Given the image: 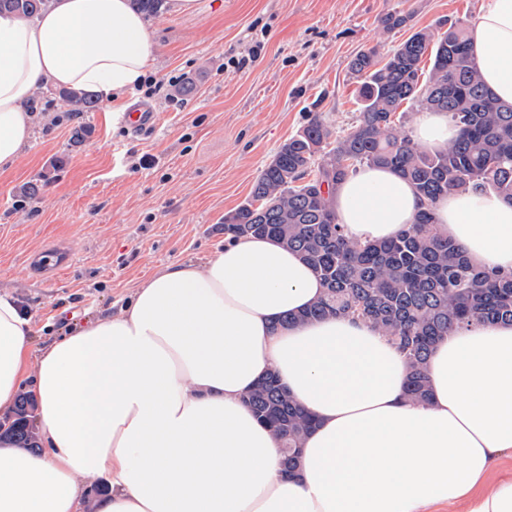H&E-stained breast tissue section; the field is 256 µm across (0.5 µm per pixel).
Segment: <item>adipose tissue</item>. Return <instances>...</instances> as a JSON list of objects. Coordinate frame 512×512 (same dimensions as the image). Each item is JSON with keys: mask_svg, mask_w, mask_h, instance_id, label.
<instances>
[{"mask_svg": "<svg viewBox=\"0 0 512 512\" xmlns=\"http://www.w3.org/2000/svg\"><path fill=\"white\" fill-rule=\"evenodd\" d=\"M484 82L512 103V0L470 28ZM156 58L130 0H53L26 21L0 15V170L15 166L46 85L120 100ZM415 188L365 166L334 196L346 238L389 240L412 224ZM442 235L486 270L512 273V202L472 187L441 198ZM323 285L272 238H240L205 262L155 271L117 313L32 351L30 315L0 293V413L37 402L39 452L0 438V512H512V323L438 339L429 400L406 395L408 364L370 323H297ZM276 372L316 423L294 474L245 402ZM106 494L89 498L97 480Z\"/></svg>", "mask_w": 512, "mask_h": 512, "instance_id": "adipose-tissue-1", "label": "adipose tissue"}]
</instances>
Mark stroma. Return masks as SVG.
I'll return each instance as SVG.
<instances>
[{
  "instance_id": "1",
  "label": "stroma",
  "mask_w": 512,
  "mask_h": 512,
  "mask_svg": "<svg viewBox=\"0 0 512 512\" xmlns=\"http://www.w3.org/2000/svg\"><path fill=\"white\" fill-rule=\"evenodd\" d=\"M484 0H198L195 13L166 9L152 19L151 74L163 87L75 114L50 88L17 165L0 174V292L29 309L33 347L74 323L114 313L154 271L203 262L223 249L224 216L247 202L256 176L312 114L334 135L354 125L359 103L348 63L380 53L443 19L473 20ZM408 15L385 32L387 15ZM261 44L246 67L229 65ZM192 90L178 94L170 78ZM146 105L149 136L116 121ZM89 137L73 144L76 129ZM149 167H140L142 157ZM38 187L22 198L23 187Z\"/></svg>"
}]
</instances>
